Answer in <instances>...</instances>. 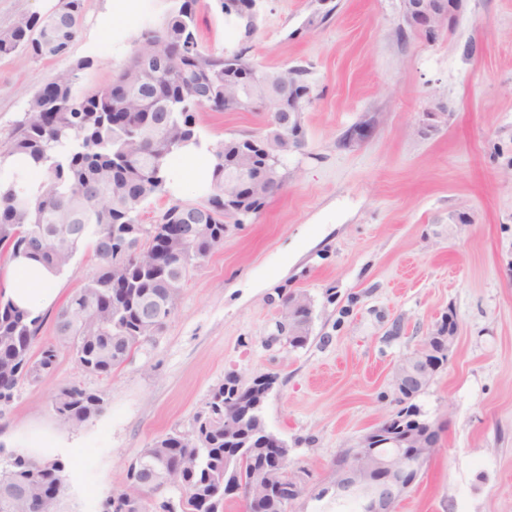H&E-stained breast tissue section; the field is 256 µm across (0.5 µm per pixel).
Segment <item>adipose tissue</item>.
<instances>
[{
  "mask_svg": "<svg viewBox=\"0 0 512 512\" xmlns=\"http://www.w3.org/2000/svg\"><path fill=\"white\" fill-rule=\"evenodd\" d=\"M0 284L18 308L33 316L49 309L58 297L55 275L23 257L9 261L0 270Z\"/></svg>",
  "mask_w": 512,
  "mask_h": 512,
  "instance_id": "ef3b65f1",
  "label": "adipose tissue"
}]
</instances>
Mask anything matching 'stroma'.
I'll return each instance as SVG.
<instances>
[{"instance_id": "35a3bbf8", "label": "stroma", "mask_w": 512, "mask_h": 512, "mask_svg": "<svg viewBox=\"0 0 512 512\" xmlns=\"http://www.w3.org/2000/svg\"><path fill=\"white\" fill-rule=\"evenodd\" d=\"M176 0H84L82 27L62 59L0 57V149L34 92L78 67L75 89L111 83L141 34ZM242 41L212 0H200L202 49L244 50L267 71L301 66L309 100L305 146L290 152L285 186L184 283L164 329L111 376L60 353L53 375L19 385L0 404V435L24 428L69 449L59 512H103L143 448L189 429L225 376L269 374L268 428L290 449L289 475L308 492L288 512H319L309 492L337 456L400 410L395 367L446 315L458 341L415 399L441 443L398 512H512V0H463L436 38L410 31L401 0H258ZM442 113L437 127L426 115ZM375 123L359 141L351 130ZM210 144L265 133L256 112H202ZM205 152L180 156L170 196L152 198L142 224L172 203L202 198ZM306 294L310 336L274 340L283 298ZM103 393L81 426L51 406L62 387Z\"/></svg>"}]
</instances>
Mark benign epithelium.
I'll list each match as a JSON object with an SVG mask.
<instances>
[{
  "label": "benign epithelium",
  "instance_id": "benign-epithelium-1",
  "mask_svg": "<svg viewBox=\"0 0 512 512\" xmlns=\"http://www.w3.org/2000/svg\"><path fill=\"white\" fill-rule=\"evenodd\" d=\"M462 0H402L403 20L411 29L429 37L436 36L445 23L455 20ZM310 300L288 304L281 324L288 326L287 343L305 340L304 326L311 323ZM457 326L445 317L425 338L423 346L406 357L392 376L397 398L415 399L429 386L453 351ZM440 442V429L416 415L403 419L395 414L385 417L374 428L341 454L331 467L323 485L312 491L313 498L342 499L356 497L362 512H395L396 506L416 485L420 464L427 462ZM275 457L266 470H275L283 481L269 486L275 490L284 508H289L305 490L299 481L288 477L289 449Z\"/></svg>",
  "mask_w": 512,
  "mask_h": 512
}]
</instances>
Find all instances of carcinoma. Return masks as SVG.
<instances>
[{
  "instance_id": "1",
  "label": "carcinoma",
  "mask_w": 512,
  "mask_h": 512,
  "mask_svg": "<svg viewBox=\"0 0 512 512\" xmlns=\"http://www.w3.org/2000/svg\"><path fill=\"white\" fill-rule=\"evenodd\" d=\"M180 0L158 28L142 32L130 63L108 86L77 94L75 70L45 82L28 102L25 119L10 146L0 151V172L12 156L23 158L28 175L38 178L35 193L0 181V254L26 257L61 273L80 251L98 262L91 279L57 315L58 342L35 350L42 317L18 309L0 289V403L12 401L23 383L36 385L51 376L61 351L72 354L85 371L109 376L165 324L142 308L146 299L173 312L183 283L198 261L224 242V224L236 211L257 214L282 189L286 156L279 154L281 121L288 96L270 103L255 96L254 106L268 114V131L203 146L197 114L236 112L231 81L245 78L257 87L266 81L304 84L306 71L285 67L264 71L244 51L209 53L196 38V5ZM83 18V0H58L44 14L19 17L0 29V56L18 51L34 58L65 57ZM265 144L272 154L246 172L242 149ZM206 148L212 156L207 192L197 203H176L142 236L140 213L153 197L170 193V167L180 154ZM235 177L240 191L235 210L224 208V178ZM198 228L187 233L184 227ZM231 376L215 388L190 430L171 431L144 448L127 469V484L139 499L128 502L120 490L107 500V512H138L155 498L162 512H224V466L241 459L233 476L244 482L241 500L263 478L260 445L243 447L258 424L241 416L237 434H224V403L233 399ZM102 394L78 386L62 387L54 412L78 426L99 415ZM68 486L58 458L37 461L20 452L0 458V502L15 501L13 512H57Z\"/></svg>"
}]
</instances>
